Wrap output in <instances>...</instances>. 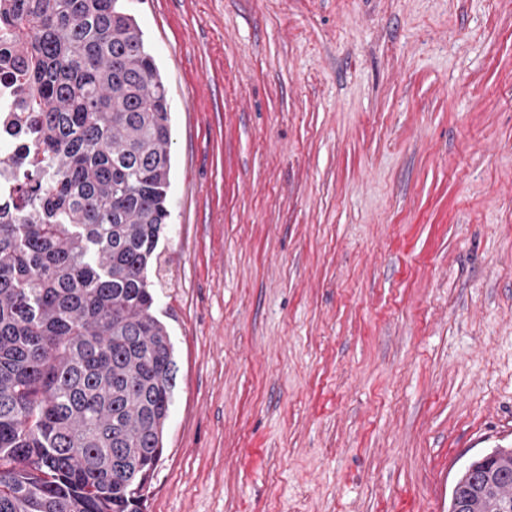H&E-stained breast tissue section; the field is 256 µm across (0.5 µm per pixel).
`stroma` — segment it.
I'll return each mask as SVG.
<instances>
[{"mask_svg":"<svg viewBox=\"0 0 512 512\" xmlns=\"http://www.w3.org/2000/svg\"><path fill=\"white\" fill-rule=\"evenodd\" d=\"M165 79L145 512H448L512 446V0H126Z\"/></svg>","mask_w":512,"mask_h":512,"instance_id":"35a3bbf8","label":"stroma"}]
</instances>
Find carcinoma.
Returning a JSON list of instances; mask_svg holds the SVG:
<instances>
[{"label":"carcinoma","mask_w":512,"mask_h":512,"mask_svg":"<svg viewBox=\"0 0 512 512\" xmlns=\"http://www.w3.org/2000/svg\"><path fill=\"white\" fill-rule=\"evenodd\" d=\"M125 0H0L28 163L0 206V512H143L175 387L148 268L167 224L168 90ZM512 448L449 512H504Z\"/></svg>","instance_id":"cac0c4a2"}]
</instances>
